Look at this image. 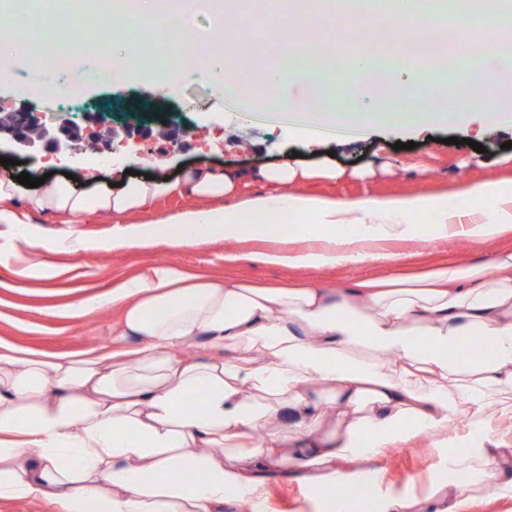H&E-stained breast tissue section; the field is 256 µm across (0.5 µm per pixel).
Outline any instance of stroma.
I'll return each instance as SVG.
<instances>
[{
  "instance_id": "35a3bbf8",
  "label": "stroma",
  "mask_w": 512,
  "mask_h": 512,
  "mask_svg": "<svg viewBox=\"0 0 512 512\" xmlns=\"http://www.w3.org/2000/svg\"><path fill=\"white\" fill-rule=\"evenodd\" d=\"M77 87L82 109L69 110L52 92L37 100L8 91L0 92V113L16 112L26 106L44 113L46 122L64 117L80 120L83 112L109 107L114 99L127 100L128 110L155 105L160 111L176 114L173 122L134 125L133 132L146 152L138 166L141 174L157 178L176 176L178 167L205 163L218 168L252 169L272 166L298 152L304 164H332L340 176L330 181L318 179L306 185V192L354 201L364 197L429 194L447 196L465 185L490 177L512 180V133L491 131L479 137L483 152L468 144L475 137L463 125L421 128L403 125L373 127L365 137L344 146L326 139L311 143L286 134L277 124L257 119L235 124L222 96L203 83H185L180 95L172 98L141 82L115 88L106 84L89 86L82 70L66 76ZM81 158L47 162L45 153L17 150L0 140V178L28 173L39 178L46 171L73 174L79 183H122L132 167L128 158L103 162L109 138L107 128L96 137L78 129ZM403 149H396V142ZM30 230L46 242L30 264L15 256V229L0 224V339L34 350L78 353L109 345L115 310L105 298L113 285L134 276L149 263L168 262L215 277L231 274L244 280L297 282L317 280L328 286H345L364 278H381L390 272L388 264L366 262L358 265L292 268L267 266L253 261L254 253L268 250L269 242L251 239L218 241L202 248L147 253L116 250L112 247V227L98 218L88 224H53L49 220L31 225ZM73 239L94 242V249L78 253L61 251L60 243ZM512 248V232L479 241L448 238L441 241H392L386 249L397 254L411 270L432 265L487 260L499 249ZM89 302L93 309L73 319L64 309ZM378 492L382 495H422L438 480L456 481L457 473L448 465L434 439L418 438L383 449ZM267 512H325L313 489L295 475L276 472L265 481Z\"/></svg>"
}]
</instances>
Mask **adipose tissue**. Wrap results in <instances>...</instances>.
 Masks as SVG:
<instances>
[{"instance_id":"obj_1","label":"adipose tissue","mask_w":512,"mask_h":512,"mask_svg":"<svg viewBox=\"0 0 512 512\" xmlns=\"http://www.w3.org/2000/svg\"><path fill=\"white\" fill-rule=\"evenodd\" d=\"M134 38L116 39L92 80H138L174 95L185 82H206L237 111L286 117L310 139L328 130L377 124H467L512 132V97L488 102L512 51L498 31L512 0H479L480 24L468 26L466 50H477L478 77L449 92L439 85L447 52L413 49L348 60L355 76L335 100L322 79L337 55L324 41L275 52L259 80L242 53L228 73L214 53L213 32L193 34L189 49L168 50L154 65L142 35L167 42L187 31L215 0H187L177 13L163 0H118ZM354 25L399 35H446L438 0H387L373 13L350 0ZM0 37V87L28 46L49 31L73 32L65 11L14 13ZM393 104L370 111L373 100ZM318 170L282 162L256 172L185 169L174 179L133 178L120 188L79 189L46 180L24 192L0 180V224L23 225L17 252L41 244L26 232L35 217L82 224L95 215L123 225L112 246L129 251L203 247L242 238L270 240L262 262L323 267L392 260L393 240L453 233L482 240L512 227V190L474 183L448 197H367L341 202L302 187ZM185 205L157 220L142 215L160 199ZM429 223H420V216ZM119 319L111 350L65 354L0 341V501L46 499L63 512H214L239 499L264 508V478L292 470L326 503L343 512L338 487L376 488L382 448L420 437L447 446L449 427L467 424L484 440L457 442L455 467L473 471L496 491H512L502 449L487 447L497 417H512V249L489 261L441 265L421 273L364 279L331 289L312 280L266 285L214 280L171 263L148 266L108 296ZM479 341L482 351L466 348ZM209 354L189 359L187 347ZM469 484L435 487L425 496H370L369 512H465Z\"/></svg>"}]
</instances>
